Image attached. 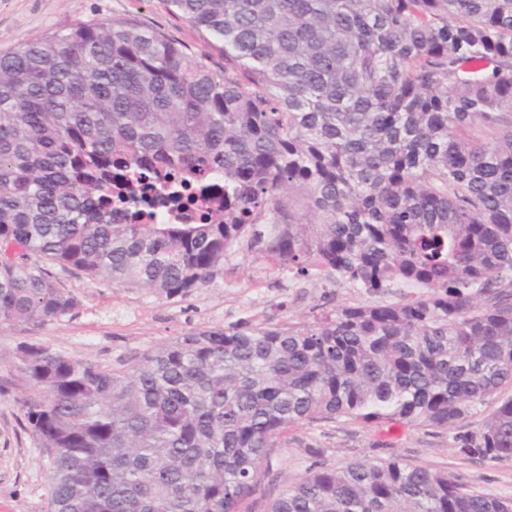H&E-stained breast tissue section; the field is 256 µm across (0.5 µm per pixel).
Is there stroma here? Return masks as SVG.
Masks as SVG:
<instances>
[{
	"label": "stroma",
	"mask_w": 512,
	"mask_h": 512,
	"mask_svg": "<svg viewBox=\"0 0 512 512\" xmlns=\"http://www.w3.org/2000/svg\"><path fill=\"white\" fill-rule=\"evenodd\" d=\"M119 18L164 33L192 55L206 51L201 35L173 14L165 0H0V52L20 47L74 21L111 22ZM232 275L199 290L180 303L128 292L110 283H91L50 266L51 275L79 299L64 318L41 325L0 323V512H48L51 480L39 445L19 412L16 400L32 393L14 368L16 347L40 343L80 360L116 366L197 328L240 321L282 324L311 318L314 310L358 301L359 292L343 285L333 296L308 285L294 301L291 279L254 262L252 255L234 259ZM273 467L279 488L303 472L305 450L321 448L334 466L359 459L400 457L412 465L441 469L460 477L474 491L512 498V460L494 464L458 457L448 433L429 427L399 425L377 429L352 421L292 428Z\"/></svg>",
	"instance_id": "1"
}]
</instances>
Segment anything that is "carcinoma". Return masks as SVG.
Returning a JSON list of instances; mask_svg holds the SVG:
<instances>
[{"label": "carcinoma", "instance_id": "1", "mask_svg": "<svg viewBox=\"0 0 512 512\" xmlns=\"http://www.w3.org/2000/svg\"><path fill=\"white\" fill-rule=\"evenodd\" d=\"M166 4L224 75L116 19L0 54V322L78 306L44 260L180 301L246 251L368 299L120 367L20 344L50 512H512L398 457L270 497L297 425L430 426L512 459V0Z\"/></svg>", "mask_w": 512, "mask_h": 512}]
</instances>
